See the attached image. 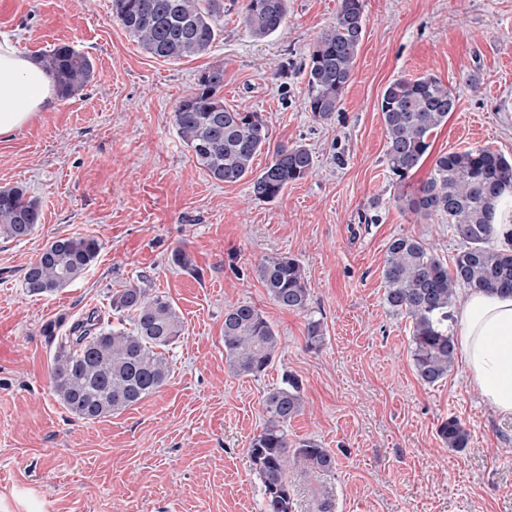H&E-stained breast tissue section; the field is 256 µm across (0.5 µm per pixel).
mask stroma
<instances>
[{"mask_svg":"<svg viewBox=\"0 0 512 512\" xmlns=\"http://www.w3.org/2000/svg\"><path fill=\"white\" fill-rule=\"evenodd\" d=\"M367 27L339 112L314 120L303 65L339 0H288V21L257 39L243 0H224L219 35L200 55L168 61L143 50L112 14V0H0V42L42 55L70 44L93 64L89 83L0 137V188L36 200L24 240L0 235V512H261L264 486L250 443L262 402L283 374L302 384L289 446L312 440L335 457L327 472L288 471L294 512H512V418L480 398L461 363L422 383L411 321L385 303L383 266L399 236L445 265L461 242L440 217L405 210V184L385 162L378 104L395 78L431 74L458 106L432 136L438 155L489 147L512 157V0H364ZM224 69V104L255 112L272 144L308 148L316 166L271 202L246 183L224 184L197 164L173 121L200 71ZM94 236L85 275L48 296L23 276L52 241ZM191 257L194 272L172 261ZM297 258L308 313L268 296L257 266ZM165 296L184 322L170 375L137 405L88 423L54 394L49 371L71 327L97 313L111 327L113 292ZM255 306L279 346L260 376L225 360L224 313ZM324 340L306 346L308 317ZM455 417L469 434L453 449L438 434Z\"/></svg>","mask_w":512,"mask_h":512,"instance_id":"1","label":"stroma"}]
</instances>
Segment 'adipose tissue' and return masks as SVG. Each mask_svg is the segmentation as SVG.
Wrapping results in <instances>:
<instances>
[{
    "label": "adipose tissue",
    "instance_id": "1",
    "mask_svg": "<svg viewBox=\"0 0 512 512\" xmlns=\"http://www.w3.org/2000/svg\"><path fill=\"white\" fill-rule=\"evenodd\" d=\"M55 102L41 63L0 42V137L28 124ZM455 347L470 383L502 416H512V294L466 290L456 308Z\"/></svg>",
    "mask_w": 512,
    "mask_h": 512
}]
</instances>
